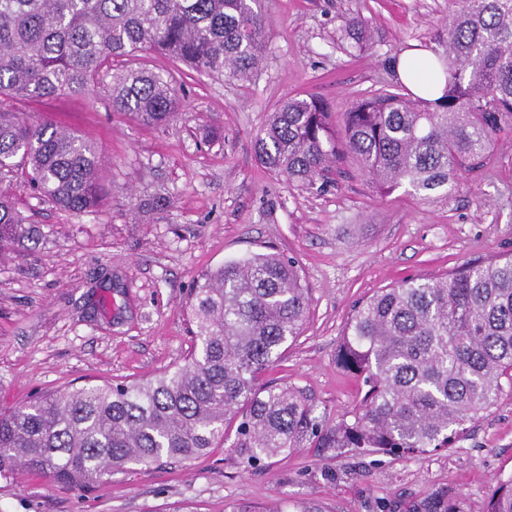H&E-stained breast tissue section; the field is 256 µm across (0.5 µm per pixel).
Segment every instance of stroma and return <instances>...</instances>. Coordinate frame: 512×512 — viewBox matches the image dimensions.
Here are the masks:
<instances>
[{"mask_svg":"<svg viewBox=\"0 0 512 512\" xmlns=\"http://www.w3.org/2000/svg\"><path fill=\"white\" fill-rule=\"evenodd\" d=\"M269 35L251 80L207 78L150 51L173 71L179 114L144 127L113 111L107 88L17 101L91 140L103 160L93 212L38 199L26 180L0 183L35 232L0 262V408L91 382L139 380L182 364L189 301L207 273L274 248L294 257L309 288L302 333L266 380L299 391L331 423L365 388L336 353L361 301L410 277L447 275L512 252V129L453 192L382 196L343 163L324 190L304 191L258 163L255 141L287 96L313 94L344 111L363 90L393 85L394 62L431 45L448 0H261ZM367 20L371 50L341 33ZM512 477V390L468 424L451 449L415 458L338 457L301 446L252 468L227 448L158 468L129 465L92 489L23 470L0 475V512H231L253 504L295 512H413L437 493L486 512Z\"/></svg>","mask_w":512,"mask_h":512,"instance_id":"1","label":"stroma"}]
</instances>
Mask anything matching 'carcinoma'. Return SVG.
Returning a JSON list of instances; mask_svg holds the SVG:
<instances>
[{"label":"carcinoma","mask_w":512,"mask_h":512,"mask_svg":"<svg viewBox=\"0 0 512 512\" xmlns=\"http://www.w3.org/2000/svg\"><path fill=\"white\" fill-rule=\"evenodd\" d=\"M430 51L444 76L431 99L401 85L360 94L338 116L313 97H287L255 143L260 165L305 190L334 182L345 156L389 194L426 198L483 166L512 124V0H451ZM353 48L368 21L348 17ZM260 0H0V182L20 171L41 196L75 213L96 206L102 160L84 136L15 109L20 99L88 91L111 79L112 109L144 126L179 111L171 73L112 59L158 51L209 77L244 81L267 51ZM29 219L0 194V260ZM194 350L142 381L84 384L0 409V474L23 469L89 487L126 464L158 467L231 442L253 466L307 441L336 456L412 457L446 448L512 387V254L444 276L408 279L366 299L336 361L362 377L351 418L330 424L296 391L261 383L300 335L308 287L297 262L255 253L216 268L195 289ZM422 512H464L441 492ZM486 512H512V479Z\"/></svg>","instance_id":"carcinoma-1"}]
</instances>
